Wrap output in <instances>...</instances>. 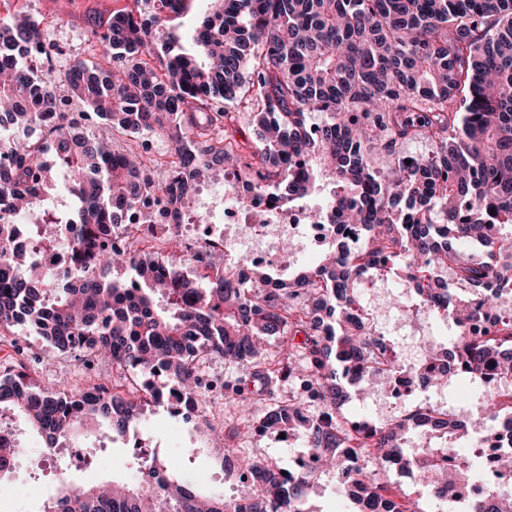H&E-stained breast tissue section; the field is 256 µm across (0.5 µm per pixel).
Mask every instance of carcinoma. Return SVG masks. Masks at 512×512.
Returning <instances> with one entry per match:
<instances>
[{"mask_svg": "<svg viewBox=\"0 0 512 512\" xmlns=\"http://www.w3.org/2000/svg\"><path fill=\"white\" fill-rule=\"evenodd\" d=\"M143 2L93 31L104 63L65 70L33 66L53 47L38 20L0 18V128L18 132L0 136V330L23 325L57 352L81 350L120 371L112 387L93 392L44 389L25 369L7 374L0 412L23 417L52 446L93 419L122 435L167 385L205 402L210 387L199 366L231 359L242 368L224 382V399L240 410L231 437L253 430L256 406L268 409L261 428L291 421L301 402L276 390L296 382L321 413L293 432L318 452L338 493L365 508L422 512L394 500L378 465L403 459L416 431L451 436L458 427L430 414L353 426L343 411L350 388L393 372L386 339L353 312L360 281L388 261L423 302L441 291L456 328L446 351L426 349V363L448 358L429 384L451 390L461 365L478 377L494 372L498 384L483 389L480 412L487 420L512 412V310L489 328L471 327L486 303L512 296V0H210L189 33L191 53L174 36L155 43L151 31L161 14H185L191 0H159L151 15ZM226 102L256 125L253 146L224 134L235 119ZM317 112L325 123L312 122ZM89 121L124 137L125 147L72 135ZM150 137L169 141L179 159L165 179L145 163ZM415 140L430 152H404ZM375 153L386 159L379 170ZM219 172L283 204L309 200L327 175L335 189L323 219L365 224L366 239L294 280L257 269L247 285L229 276L224 252L189 257L176 236L161 253L112 247L109 231L127 224L133 208L162 193L191 211L196 186ZM62 190L72 211L46 208L24 223ZM402 203L413 212L406 222ZM21 227L35 244H66L68 265L40 269L23 259L14 251ZM268 338L277 339L273 351ZM358 434L352 463L336 449ZM450 445L421 449V468L437 475L427 496L477 484L478 497L452 512H512V496L483 482L473 463L445 466ZM129 463L135 480L64 487L43 512H315L318 474L307 469L283 475L275 463L243 458L238 465L258 488L238 500L201 492L177 460L154 450Z\"/></svg>", "mask_w": 512, "mask_h": 512, "instance_id": "carcinoma-1", "label": "carcinoma"}]
</instances>
